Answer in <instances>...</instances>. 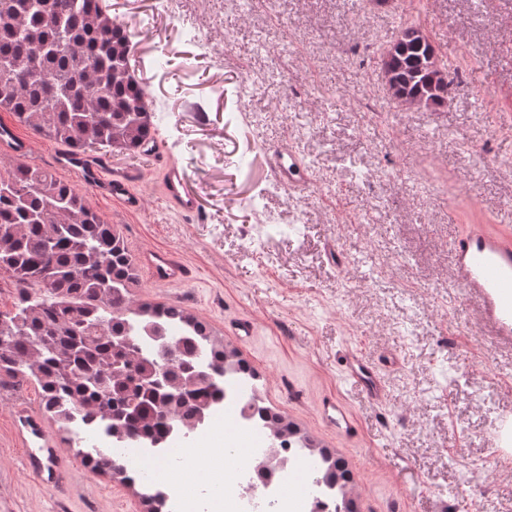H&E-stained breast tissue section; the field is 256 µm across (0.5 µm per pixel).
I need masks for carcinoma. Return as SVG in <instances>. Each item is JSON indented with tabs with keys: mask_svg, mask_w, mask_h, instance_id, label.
Returning <instances> with one entry per match:
<instances>
[{
	"mask_svg": "<svg viewBox=\"0 0 512 512\" xmlns=\"http://www.w3.org/2000/svg\"><path fill=\"white\" fill-rule=\"evenodd\" d=\"M130 50L102 0H0V109L78 153L136 152L156 128L144 89L126 76ZM384 65L399 106L445 107L457 89L416 25L401 30ZM1 274L16 302L0 311V379L33 380L45 411L64 426L80 420L114 444L161 445L174 430L196 429L224 397V375L260 379L197 316L136 302L137 266L123 238L50 170L20 163L0 175ZM143 333L156 341L148 351ZM243 415L306 448L313 484L336 488V503L356 512L344 458L301 443L294 424L255 394ZM97 467L135 481L114 458Z\"/></svg>",
	"mask_w": 512,
	"mask_h": 512,
	"instance_id": "obj_1",
	"label": "carcinoma"
}]
</instances>
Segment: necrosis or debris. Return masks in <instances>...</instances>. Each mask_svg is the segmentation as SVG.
Here are the masks:
<instances>
[{
    "instance_id": "necrosis-or-debris-1",
    "label": "necrosis or debris",
    "mask_w": 512,
    "mask_h": 512,
    "mask_svg": "<svg viewBox=\"0 0 512 512\" xmlns=\"http://www.w3.org/2000/svg\"><path fill=\"white\" fill-rule=\"evenodd\" d=\"M243 403L239 381L226 376L223 400L209 410L199 427L206 444L229 446L219 474L226 512H335L336 503L328 494H293L295 482L308 468L307 457L298 448L273 447L259 423L243 418ZM117 454L143 474L157 472L175 460L190 471L201 451L173 434L164 447L121 448Z\"/></svg>"
}]
</instances>
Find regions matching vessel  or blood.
I'll return each instance as SVG.
<instances>
[{
	"mask_svg": "<svg viewBox=\"0 0 512 512\" xmlns=\"http://www.w3.org/2000/svg\"><path fill=\"white\" fill-rule=\"evenodd\" d=\"M267 160L270 171L278 175L285 188L295 190L308 186V172L293 150H273ZM57 163L62 169L77 173L84 183L120 201L127 209L142 207L143 199L135 191L136 185L144 179L141 169L113 164L105 156L78 154L68 149L60 150ZM161 166L165 198L182 213H197L199 197L188 187L184 170L167 159L162 160ZM449 251L460 284L478 304L482 324L492 335L512 337V237L486 225L474 224L451 241ZM139 258L155 281L182 284L193 277L192 268L175 252L147 248L141 251ZM395 362L392 356L387 357L385 363L374 362L361 349L353 347L344 348L340 354L344 380L375 407L385 405L388 400L383 367ZM318 414L344 439L358 437L359 423L340 396L325 395L319 403ZM14 426L21 442L33 438L40 442L38 449L26 452L29 467L46 483H56L64 470L57 463L59 451L47 438L41 419L20 409L14 414Z\"/></svg>",
	"mask_w": 512,
	"mask_h": 512,
	"instance_id": "obj_1",
	"label": "vessel or blood"
}]
</instances>
